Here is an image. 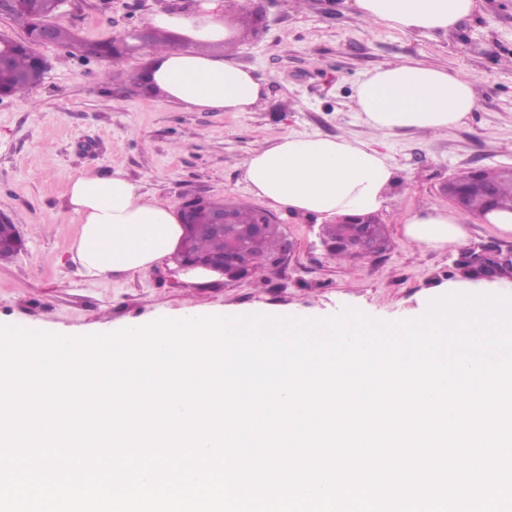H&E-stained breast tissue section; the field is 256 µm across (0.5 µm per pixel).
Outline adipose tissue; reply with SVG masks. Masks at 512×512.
<instances>
[{"label": "adipose tissue", "mask_w": 512, "mask_h": 512, "mask_svg": "<svg viewBox=\"0 0 512 512\" xmlns=\"http://www.w3.org/2000/svg\"><path fill=\"white\" fill-rule=\"evenodd\" d=\"M360 21L403 33H454L478 10V0H353ZM151 23L175 29L181 48L147 51L150 93L194 112H251L263 100V82L234 55L213 57L199 44L228 41L222 0H193L185 11H158ZM356 110L375 133H439L474 112V81L442 67L401 59L366 75L355 87ZM243 178L261 203L319 220L382 209L395 181L387 158L372 144L348 138L284 134L254 149ZM65 208L78 225L73 259L90 278L136 273L173 256L183 237L171 204L141 192L121 168L106 175L80 171L69 179ZM418 245L454 246L465 237L453 213L431 207L405 222Z\"/></svg>", "instance_id": "1"}]
</instances>
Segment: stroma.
Returning <instances> with one entry per match:
<instances>
[{
	"label": "stroma",
	"mask_w": 512,
	"mask_h": 512,
	"mask_svg": "<svg viewBox=\"0 0 512 512\" xmlns=\"http://www.w3.org/2000/svg\"><path fill=\"white\" fill-rule=\"evenodd\" d=\"M167 0H68L55 18L84 43L100 44L149 27ZM259 30L242 26L245 0H224L236 60L265 85L253 112H191L145 93L140 53L122 76L106 58L40 46L43 82L26 97H0V213L25 247L0 262V324L83 337L103 328L152 323L184 308L204 312L262 307L321 318L352 308L372 318H415L420 302L446 283L459 249L488 241L512 250V234L465 217L460 247L406 240L413 213L450 209L442 183L462 169L512 165V0H479L475 17L448 37L364 26L349 0H265ZM445 67L478 82L477 107L447 133L393 131L372 137L353 99L369 72L399 59ZM374 139L397 182L378 217L393 247L372 260L339 262L321 244V226L285 209L276 218L296 248L271 281L194 282L173 260L136 274H80L70 247L77 232L63 194L71 175L123 169L142 192L180 205L196 196L254 204L243 179L249 151L284 133Z\"/></svg>",
	"instance_id": "stroma-1"
}]
</instances>
